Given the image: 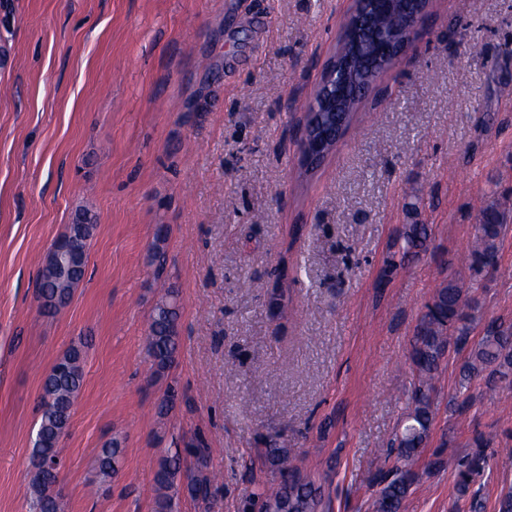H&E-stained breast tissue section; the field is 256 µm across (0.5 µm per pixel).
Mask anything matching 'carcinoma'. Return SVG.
Returning <instances> with one entry per match:
<instances>
[{"label": "carcinoma", "mask_w": 512, "mask_h": 512, "mask_svg": "<svg viewBox=\"0 0 512 512\" xmlns=\"http://www.w3.org/2000/svg\"><path fill=\"white\" fill-rule=\"evenodd\" d=\"M403 11L392 5L371 20L359 44L342 38V59L352 58L354 66L364 71L376 68L377 57L368 45L375 38L397 41L403 37ZM512 219V212L495 205L481 212L478 234L471 246L470 269L476 274L493 271L497 263V240L503 224ZM96 224L86 210L77 213L75 223L68 225L67 232L55 244L54 250L70 256V266L61 267L47 258L38 278V295L43 298L41 308L51 314L66 306L74 289L83 278L87 252L77 248L87 247ZM430 229L426 224H406L403 245L388 259L390 269L404 264L406 259L417 256L428 248ZM465 298L457 280L450 278L443 283L425 305L415 329L412 345V363L417 384L401 429L394 439L401 464L385 471L380 478L381 488L376 500V512H400L415 480L412 464L424 453L434 419L432 393L434 380L445 359L450 345L461 346L470 334L469 315L464 312ZM178 307L174 299L156 304L151 315L147 352L152 360L154 374L161 377L167 373L178 350ZM85 345H72L55 362L45 377L39 401V437L33 448L34 473L29 484L31 512H62V503L54 492L56 476L45 468L47 460L59 456V435L69 428L75 399L83 385V363ZM486 371L491 376L506 378L512 374V322L492 321L485 336L471 350L469 361L463 372L468 379L475 372ZM476 450L458 460L455 468L457 492L464 496L471 485L489 464L485 453L487 443L478 438ZM120 448L114 442L101 449L98 455L99 474L102 479L112 477L116 470ZM262 458L277 472L280 480L276 484H263L249 496L248 508L258 512H317L323 498L310 483L295 479L294 466L288 449L265 448ZM181 454L175 452L160 460L157 472L159 493L155 501V512H177L178 503L170 491L180 471Z\"/></svg>", "instance_id": "1"}]
</instances>
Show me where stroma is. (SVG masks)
Returning <instances> with one entry per match:
<instances>
[{
  "label": "stroma",
  "instance_id": "obj_1",
  "mask_svg": "<svg viewBox=\"0 0 512 512\" xmlns=\"http://www.w3.org/2000/svg\"><path fill=\"white\" fill-rule=\"evenodd\" d=\"M353 7L0 0V512H29L41 385L77 341L64 512H154L158 458L190 444L207 466L183 456L179 512H246L272 478L258 455L271 444L330 512H374L416 383L417 318L451 277L478 308L438 372L401 512H499L512 378L461 372L492 320L512 322V222L495 271L463 256L483 207L512 208V0H433L424 33L308 171L306 103ZM80 209L96 222L85 276L47 315L39 270ZM406 224L429 225V248L392 271ZM170 288L180 340L158 379L146 337ZM479 437L492 458L462 497L453 465ZM113 441L117 471L97 482ZM202 475L206 491L190 492Z\"/></svg>",
  "mask_w": 512,
  "mask_h": 512
}]
</instances>
